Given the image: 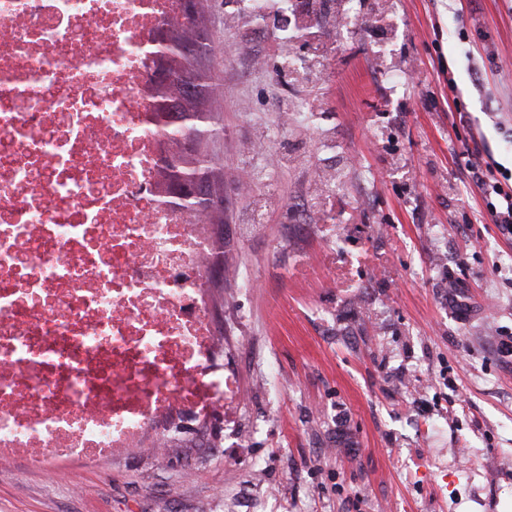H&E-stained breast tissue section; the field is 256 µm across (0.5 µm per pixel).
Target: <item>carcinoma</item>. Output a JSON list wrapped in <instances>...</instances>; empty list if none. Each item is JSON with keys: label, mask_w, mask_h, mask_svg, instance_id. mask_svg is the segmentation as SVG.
Segmentation results:
<instances>
[{"label": "carcinoma", "mask_w": 512, "mask_h": 512, "mask_svg": "<svg viewBox=\"0 0 512 512\" xmlns=\"http://www.w3.org/2000/svg\"><path fill=\"white\" fill-rule=\"evenodd\" d=\"M210 36L204 9L186 28L172 32L167 47L166 80L154 88L155 111L164 121L179 122L181 136L199 145L178 151L167 167L170 182L196 189L189 206L206 213L212 224H224V160L201 149V145L224 131L219 117L208 109L215 85L211 68L201 59L210 57Z\"/></svg>", "instance_id": "1"}]
</instances>
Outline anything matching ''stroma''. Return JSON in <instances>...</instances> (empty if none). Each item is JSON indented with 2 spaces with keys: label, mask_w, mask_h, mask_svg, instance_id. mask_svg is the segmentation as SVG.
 Here are the masks:
<instances>
[{
  "label": "stroma",
  "mask_w": 512,
  "mask_h": 512,
  "mask_svg": "<svg viewBox=\"0 0 512 512\" xmlns=\"http://www.w3.org/2000/svg\"><path fill=\"white\" fill-rule=\"evenodd\" d=\"M208 11L224 249L254 283L215 294L246 438L213 426L163 454L0 467V512H512V235L466 160L512 173V0H392L380 56L325 15L312 126L279 111L312 45L280 44L275 11ZM253 168L269 182L238 191ZM322 172L345 187L299 224Z\"/></svg>",
  "instance_id": "35a3bbf8"
}]
</instances>
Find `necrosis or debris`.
<instances>
[{"label": "necrosis or debris", "mask_w": 512, "mask_h": 512, "mask_svg": "<svg viewBox=\"0 0 512 512\" xmlns=\"http://www.w3.org/2000/svg\"><path fill=\"white\" fill-rule=\"evenodd\" d=\"M330 0H280L283 43ZM180 0H0V465L167 448L242 396L212 288L252 282L170 187Z\"/></svg>", "instance_id": "1"}]
</instances>
